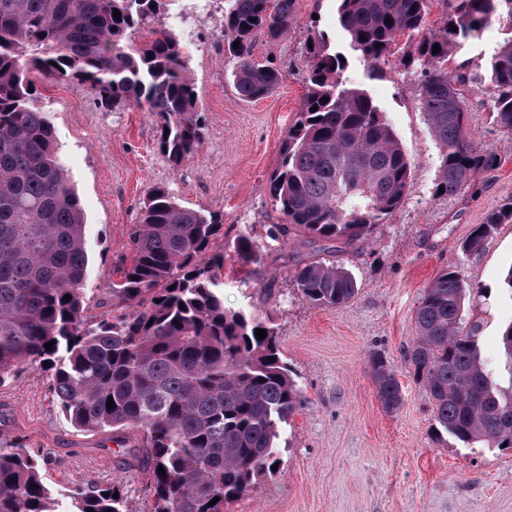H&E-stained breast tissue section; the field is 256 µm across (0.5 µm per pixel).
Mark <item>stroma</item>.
Returning a JSON list of instances; mask_svg holds the SVG:
<instances>
[{
  "instance_id": "obj_1",
  "label": "stroma",
  "mask_w": 512,
  "mask_h": 512,
  "mask_svg": "<svg viewBox=\"0 0 512 512\" xmlns=\"http://www.w3.org/2000/svg\"><path fill=\"white\" fill-rule=\"evenodd\" d=\"M314 27L338 51L349 52L336 0H299L286 38L270 43L260 37L254 44L258 58L284 70L281 85L255 101L237 96L223 52L204 45L185 49L206 137L177 168L160 152L149 112L107 111L83 85L36 79L83 208L88 322L112 308L107 289L119 276L129 228L153 187L165 186L183 205L221 215L225 239L246 228L265 240L277 221L269 177L306 92L304 42ZM509 37L512 18L495 13L478 33L459 40L448 60L449 71L464 80L475 145L502 157L497 170L477 176L476 193L461 199L434 194L440 148L421 107L419 69L393 57L372 74L353 58L345 81L372 98L411 163L404 201L354 249L292 239L271 243L258 264L225 254V305L272 322L303 395L302 408L280 433L276 474L226 512H512V448L466 445L438 434L432 405L404 358L424 290L445 269L468 288L465 316L480 327L489 367L497 366L501 331L512 323V291L504 283L512 267V221L499 225L476 254L460 251L475 225L512 200V135L490 114L494 89L487 80L493 54ZM298 260L341 261L357 281L355 297L337 308L301 300L292 280ZM374 351L402 384L396 412H386L375 394L368 368ZM19 443L48 458L43 477L54 491L68 496L118 485L128 512H153L151 487L123 465L111 433L75 429L60 410L50 372L36 365L20 367L0 385V449Z\"/></svg>"
}]
</instances>
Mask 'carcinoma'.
<instances>
[{
  "instance_id": "obj_1",
  "label": "carcinoma",
  "mask_w": 512,
  "mask_h": 512,
  "mask_svg": "<svg viewBox=\"0 0 512 512\" xmlns=\"http://www.w3.org/2000/svg\"><path fill=\"white\" fill-rule=\"evenodd\" d=\"M298 2L224 0V57L234 64L239 98L260 99L280 84L281 69L255 59L253 45L260 35L284 38ZM337 2L339 26L368 70L393 55L399 37L412 45L401 61L420 69L421 105L441 149L434 195L454 198L472 189L478 174L497 169L499 153L469 138L465 97L459 78L448 73V54L498 6L512 18V0ZM434 2L451 11L442 27L426 32ZM161 3L0 0V384L24 365L51 364L60 409L75 428L110 429L122 446L124 433L139 435L127 449L129 466L147 475L154 512H224L274 473L281 425L302 405L275 328L253 311L224 306V248L258 264L265 247L248 231L217 245L222 218L156 187L130 227V258L122 259L109 289L115 315L89 323L84 214L31 78L77 82L107 110L146 109L159 119L163 154L180 166L203 144L204 126L180 41L153 26ZM307 40V91L269 181L281 222L268 236L300 234L313 244L354 247L402 203L411 163L373 100L344 80L348 62L329 36L314 29ZM488 78L497 91L494 121L512 135V37L492 57ZM509 219L512 199L473 229L461 252H478ZM292 278L301 299L318 307L342 306L358 291L351 271L336 261H297ZM466 294L448 270L425 289L408 367L431 401L437 431L468 445L512 448V324L501 335L493 371L479 327L466 324ZM257 328L265 330L261 340ZM368 364L379 401L398 410L396 374L375 352ZM74 500L76 512H125L116 485ZM0 512H58L39 460L22 446L0 450Z\"/></svg>"
}]
</instances>
